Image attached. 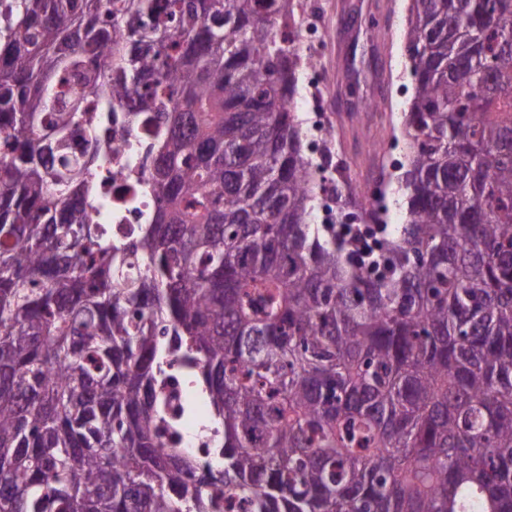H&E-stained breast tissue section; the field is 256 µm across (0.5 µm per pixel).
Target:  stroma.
I'll use <instances>...</instances> for the list:
<instances>
[{
    "mask_svg": "<svg viewBox=\"0 0 512 512\" xmlns=\"http://www.w3.org/2000/svg\"><path fill=\"white\" fill-rule=\"evenodd\" d=\"M405 6L406 0H320L330 40L319 61V79L348 175L359 184L378 178L361 153L364 140L380 141L393 159L404 152L393 127L413 93L404 71ZM350 82L358 86L361 99L380 97L381 111L365 115L358 103H350Z\"/></svg>",
    "mask_w": 512,
    "mask_h": 512,
    "instance_id": "1",
    "label": "stroma"
}]
</instances>
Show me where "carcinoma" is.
Here are the masks:
<instances>
[{
  "label": "carcinoma",
  "mask_w": 512,
  "mask_h": 512,
  "mask_svg": "<svg viewBox=\"0 0 512 512\" xmlns=\"http://www.w3.org/2000/svg\"><path fill=\"white\" fill-rule=\"evenodd\" d=\"M293 4L0 0V512H512V0H410L370 239L309 223ZM94 97L156 133L126 239ZM172 356L205 462L160 439Z\"/></svg>",
  "instance_id": "obj_1"
}]
</instances>
